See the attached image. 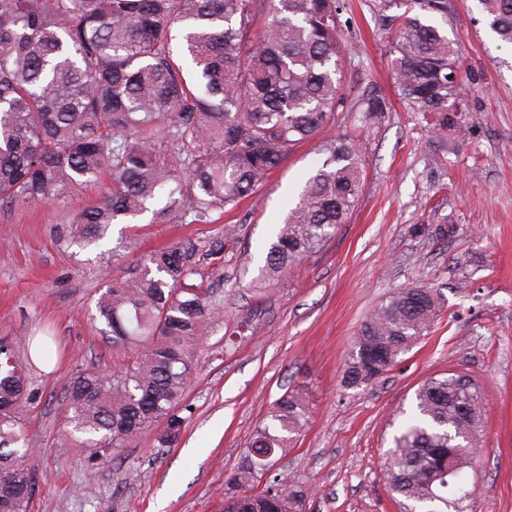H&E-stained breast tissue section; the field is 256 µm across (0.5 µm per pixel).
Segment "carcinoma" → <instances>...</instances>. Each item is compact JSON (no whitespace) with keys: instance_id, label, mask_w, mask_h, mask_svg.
<instances>
[{"instance_id":"cac0c4a2","label":"carcinoma","mask_w":512,"mask_h":512,"mask_svg":"<svg viewBox=\"0 0 512 512\" xmlns=\"http://www.w3.org/2000/svg\"><path fill=\"white\" fill-rule=\"evenodd\" d=\"M512 45V0H477ZM347 0H0V204L56 201L107 176L100 200L69 225L72 243L101 245L112 225L146 212L160 223L210 224L252 195L302 141L351 114L359 127L391 110L376 92H343ZM389 45L397 93L433 135L464 134L456 120L459 55L444 26L448 0H372ZM283 223L263 249L278 277L318 252L346 222L366 159L353 131L322 142ZM168 190L164 206L150 209ZM224 237L174 244L106 282L97 331L133 351L118 373L85 369L68 389L67 420L81 448L106 457L155 432L180 438L178 407L201 337L221 302L196 282V254L216 261ZM445 300L403 288L361 325L343 363L347 388L376 383L430 332ZM28 381L0 344V512H28L36 487L19 429ZM478 382L427 378L385 453L388 494L401 512H473L469 474L480 447ZM309 409L294 388L255 428L246 464L226 479L224 512H307L310 491L270 467ZM163 424L156 429L157 424ZM269 476L260 485L263 476Z\"/></svg>"}]
</instances>
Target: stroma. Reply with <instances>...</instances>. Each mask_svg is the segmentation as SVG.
<instances>
[{
  "label": "stroma",
  "mask_w": 512,
  "mask_h": 512,
  "mask_svg": "<svg viewBox=\"0 0 512 512\" xmlns=\"http://www.w3.org/2000/svg\"><path fill=\"white\" fill-rule=\"evenodd\" d=\"M345 94L373 89L391 99L378 124L361 129L366 175L357 206L321 251L284 275L258 280L259 247L280 223L316 164L321 140L299 143L269 179L212 224L112 227L133 256L75 252L66 228L97 203L99 183L51 203L0 207V338L29 379L21 424L34 443L37 486L30 512H224V479L245 460L255 426L272 403L299 387L312 410L276 470L316 486L309 512H399L388 496L382 453L390 421L430 376L464 373L485 399L475 512H512V47L480 17L476 0H455L447 26L462 55L465 137L433 138L419 113L397 98L389 38L370 8L349 0ZM220 265L202 261L223 295L222 315L197 349L198 368L178 413L179 442L152 435L91 457L66 433L67 388L77 371H112L113 352L92 317L107 276L132 257L180 242L223 236ZM441 289L447 302L429 334L376 384L346 389L342 365L366 317L394 292ZM248 331L227 338L238 321ZM51 339V355L33 356Z\"/></svg>",
  "instance_id": "35a3bbf8"
}]
</instances>
